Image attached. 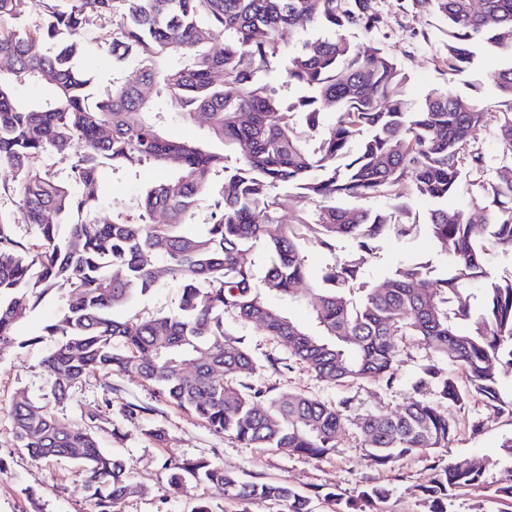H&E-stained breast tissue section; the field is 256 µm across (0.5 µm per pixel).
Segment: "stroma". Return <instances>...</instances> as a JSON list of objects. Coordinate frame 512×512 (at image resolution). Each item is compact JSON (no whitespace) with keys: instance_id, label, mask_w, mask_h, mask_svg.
I'll list each match as a JSON object with an SVG mask.
<instances>
[{"instance_id":"35a3bbf8","label":"stroma","mask_w":512,"mask_h":512,"mask_svg":"<svg viewBox=\"0 0 512 512\" xmlns=\"http://www.w3.org/2000/svg\"><path fill=\"white\" fill-rule=\"evenodd\" d=\"M383 16L375 32H352L360 45H374L394 58L407 76L406 98L419 102L431 89L453 82L462 101L495 103V93L486 76L499 64L490 53L481 54L477 69L449 78L438 60L446 52L448 21L425 0H376ZM112 34V25L99 21L87 27L83 39L91 54L82 66L93 78L95 89L111 86L115 73L98 49ZM167 170L143 166L131 171L106 172L104 199L96 220H111L113 213L130 210L145 187L168 179ZM413 220L419 228L403 240L379 239L364 268L366 279L374 280L400 264L426 262L437 273L451 265L421 223L429 208L427 201L409 197ZM255 359L258 369L249 383L276 396L302 393L335 404L350 400L356 412L399 408L412 397V382L427 362L421 345L406 337L398 343L397 374L393 384L360 381L341 385L316 377L296 361L278 339L251 328L231 325ZM44 345L0 349V512H97L94 500L79 490L81 477L65 461L31 458L18 448L13 433L10 406L16 392L24 391L61 422L84 425L88 414H96L99 445L117 454L139 486L137 496L114 505L113 512H192L197 501H207L212 512H285L284 506L264 501L237 503L225 499L222 488L186 483L176 488L169 482L172 463L204 458L248 481H281L311 498L312 512H332L330 502L314 494L316 488L335 492L343 500L356 499L367 487L382 486L390 491L385 502L371 512H426L418 492L435 475V464L465 457L480 459L485 468L484 484L456 492L449 497L448 512H504L495 495L499 486L512 484V458L501 442L512 436V409L496 412L472 399L463 405H448L458 430L447 447L404 457L386 468L370 466L365 458L362 435L356 427L342 434L334 454L322 458L288 455L273 448H253L215 432L189 413L167 403L156 388L137 375L115 372L107 376L90 374L72 385L63 400L50 393L48 375L42 365ZM162 430L164 441L147 436V429Z\"/></svg>"}]
</instances>
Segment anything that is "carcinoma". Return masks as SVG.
<instances>
[{
  "label": "carcinoma",
  "mask_w": 512,
  "mask_h": 512,
  "mask_svg": "<svg viewBox=\"0 0 512 512\" xmlns=\"http://www.w3.org/2000/svg\"><path fill=\"white\" fill-rule=\"evenodd\" d=\"M32 31L0 33V163L16 176L26 223L38 229L24 242L0 217V345L48 343L43 365L51 394L90 373L130 372L163 399L216 432L255 448L323 457L353 423L365 437L366 458L378 467L428 449L446 448L456 432L443 404L479 397L492 409L503 401L499 367L512 365V277H496L489 251L512 255V0H428L448 19L446 85L415 106L404 97L406 76L377 47L364 48L349 30L383 24L374 0H42ZM33 0H0V19H17ZM112 22L102 52L120 77L103 96L77 60L86 26ZM303 38L285 50L288 28ZM482 51L504 56L489 81L492 109L456 95L454 77ZM298 90L289 97L288 90ZM334 115L322 129V116ZM204 127L203 139L171 136L174 119ZM495 127L502 166L496 182L477 183L480 203L469 217L448 207L465 173L484 172L470 148L479 126ZM71 152V180L34 166L40 154ZM158 164L173 172L136 198L134 211L99 224L106 166ZM221 188L213 192L215 180ZM428 200L423 225L453 263L451 275L403 265L367 281L363 266L383 236L406 238L417 222L395 193L400 185ZM318 202L314 217L282 224L288 189ZM388 199V207L343 208L347 200ZM211 199L205 231L193 234L198 202ZM161 214L165 222L157 224ZM321 285L307 280L300 241L335 253ZM165 280L180 289L177 306L141 317L124 311ZM484 285L474 314L469 284ZM68 289L66 306L40 334L16 329L54 290ZM304 300L315 330L293 320L270 298ZM256 328L288 346L319 378L346 383L395 380V337L417 339L433 358L465 371L428 364L413 382L420 395L395 412L353 414L343 400L264 391L239 380L256 364L227 330L225 318ZM17 445L36 460L74 462L82 489L98 512L139 492L114 454L100 448L89 424L67 427L21 391L11 407ZM192 480L220 486L237 502L269 501L286 512H311L310 497L279 481H245L204 459L173 464L171 484ZM476 458L451 461L420 487L428 512H447L454 492L479 487ZM389 490L360 492L368 506Z\"/></svg>",
  "instance_id": "1"
}]
</instances>
